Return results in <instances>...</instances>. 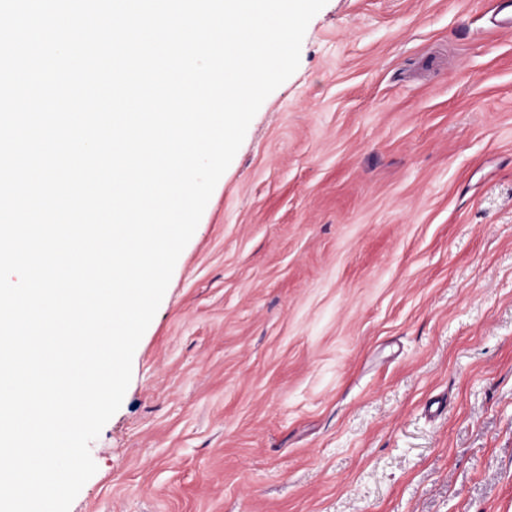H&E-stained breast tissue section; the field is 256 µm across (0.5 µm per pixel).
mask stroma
Here are the masks:
<instances>
[{"label":"stroma","instance_id":"1","mask_svg":"<svg viewBox=\"0 0 512 512\" xmlns=\"http://www.w3.org/2000/svg\"><path fill=\"white\" fill-rule=\"evenodd\" d=\"M328 0L70 512H512V33Z\"/></svg>","mask_w":512,"mask_h":512}]
</instances>
